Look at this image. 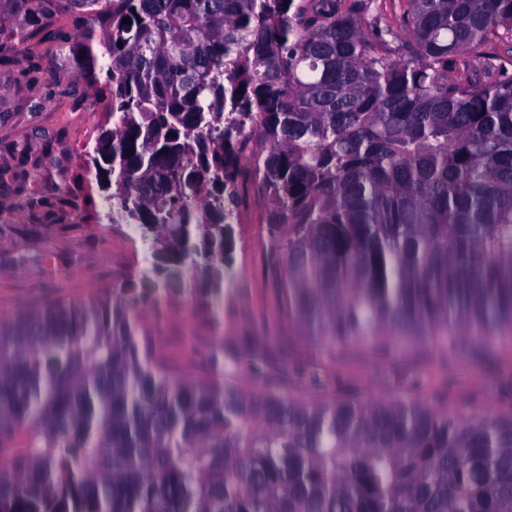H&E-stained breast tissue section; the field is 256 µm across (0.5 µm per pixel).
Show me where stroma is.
Masks as SVG:
<instances>
[{"mask_svg": "<svg viewBox=\"0 0 512 512\" xmlns=\"http://www.w3.org/2000/svg\"><path fill=\"white\" fill-rule=\"evenodd\" d=\"M50 58L21 59L0 69V318L9 319L56 299L86 300L143 267L147 248L125 224H107L110 201L88 150L107 125L103 84H89L68 66L55 80ZM14 143L26 156L10 152ZM233 296L224 302V345L243 356L240 379L255 385L286 360L291 381L314 397L353 391L364 397L415 395L469 419L512 414V345L462 359L429 344L389 357L355 344L327 352L295 328H277L268 339L264 318L275 307L265 272L269 245L259 208L235 225ZM155 341L183 375L199 373L209 333L190 306L169 314Z\"/></svg>", "mask_w": 512, "mask_h": 512, "instance_id": "obj_1", "label": "stroma"}]
</instances>
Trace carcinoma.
<instances>
[{
	"label": "carcinoma",
	"instance_id": "obj_1",
	"mask_svg": "<svg viewBox=\"0 0 512 512\" xmlns=\"http://www.w3.org/2000/svg\"><path fill=\"white\" fill-rule=\"evenodd\" d=\"M18 2L0 66L106 72L91 161L154 248L0 320V512H512V415L244 387L221 333L254 201L275 321L328 350L512 341V0H75L77 58ZM179 302L213 343L175 379L142 323Z\"/></svg>",
	"mask_w": 512,
	"mask_h": 512
}]
</instances>
